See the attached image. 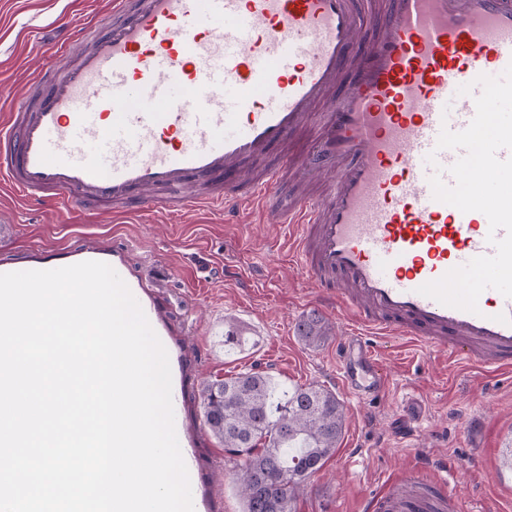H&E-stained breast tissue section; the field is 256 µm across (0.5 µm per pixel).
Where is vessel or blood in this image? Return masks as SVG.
Listing matches in <instances>:
<instances>
[{"label": "vessel or blood", "mask_w": 512, "mask_h": 512, "mask_svg": "<svg viewBox=\"0 0 512 512\" xmlns=\"http://www.w3.org/2000/svg\"><path fill=\"white\" fill-rule=\"evenodd\" d=\"M77 45L63 76L30 72L35 100L15 98L0 119L1 186L93 213L237 212L270 204L295 165L314 174L335 166L323 195L294 199L271 221L288 224L295 263L351 326L337 354L346 393L385 390L375 336L486 375L512 370V299L485 290L473 314L419 292L494 252L487 217L435 200L429 178L441 167L452 183L460 153L438 148L441 129L464 130L477 78L512 64V0H110L106 31L74 29L62 54ZM343 79L346 90L329 99ZM462 85L470 93L458 94ZM59 256L109 264L141 305L168 353L194 512H214V473L195 456L203 431L183 418L194 392L189 347L153 283L118 243L87 241ZM47 267L33 250L0 273ZM424 508L383 490L368 501L369 512Z\"/></svg>", "instance_id": "obj_1"}]
</instances>
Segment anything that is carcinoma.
Masks as SVG:
<instances>
[{
	"label": "carcinoma",
	"instance_id": "obj_1",
	"mask_svg": "<svg viewBox=\"0 0 512 512\" xmlns=\"http://www.w3.org/2000/svg\"><path fill=\"white\" fill-rule=\"evenodd\" d=\"M318 346L332 326L317 312L295 325ZM204 423L228 454L242 458L236 484L242 512H294L293 502L336 451L345 425L343 405L321 386L284 387L265 371L205 383Z\"/></svg>",
	"mask_w": 512,
	"mask_h": 512
}]
</instances>
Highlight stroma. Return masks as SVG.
I'll use <instances>...</instances> for the list:
<instances>
[{"label": "stroma", "mask_w": 512, "mask_h": 512, "mask_svg": "<svg viewBox=\"0 0 512 512\" xmlns=\"http://www.w3.org/2000/svg\"><path fill=\"white\" fill-rule=\"evenodd\" d=\"M108 0H0V110L18 93L30 69L55 65L52 46L62 29L102 22ZM88 237L121 240L132 266L150 277L167 301L195 354L194 382L230 376L253 366L280 383L319 385L345 409L335 454L315 473L295 512H366L371 493L402 473L440 475L442 463L460 465L463 482H449L457 506L432 502L429 512H512V373L491 379L451 365L447 356L387 337L378 358L391 389L366 401L351 398L336 373V348L347 324L319 302L288 257V227L264 223L259 209L243 207L228 224L216 210L158 211L91 216L52 203L27 205L0 194V259L28 249L50 251ZM241 280L224 277L225 265ZM318 311L334 326L320 347L296 336L298 319ZM240 330L241 346L224 352V323ZM203 467L215 468L220 512H242L232 481L235 467L223 447L205 436Z\"/></svg>", "instance_id": "1"}]
</instances>
